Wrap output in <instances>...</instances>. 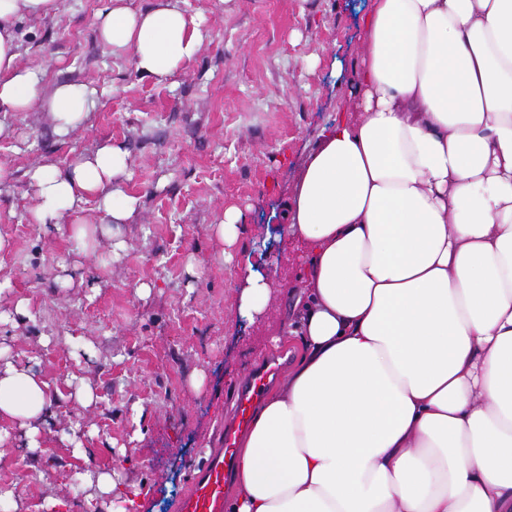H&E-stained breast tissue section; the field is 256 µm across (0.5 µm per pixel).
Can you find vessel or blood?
I'll list each match as a JSON object with an SVG mask.
<instances>
[{
    "label": "vessel or blood",
    "instance_id": "vessel-or-blood-1",
    "mask_svg": "<svg viewBox=\"0 0 512 512\" xmlns=\"http://www.w3.org/2000/svg\"><path fill=\"white\" fill-rule=\"evenodd\" d=\"M284 372V363L275 355L249 371L237 389L233 416L224 426L219 447L211 449L196 465L178 512H224L239 437L250 423L255 404Z\"/></svg>",
    "mask_w": 512,
    "mask_h": 512
}]
</instances>
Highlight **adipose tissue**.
<instances>
[{"mask_svg":"<svg viewBox=\"0 0 512 512\" xmlns=\"http://www.w3.org/2000/svg\"><path fill=\"white\" fill-rule=\"evenodd\" d=\"M58 0H0V112L46 109L58 135L97 91L41 93L18 22ZM359 115L308 155L285 230L303 251L302 353L254 410L228 512H512V0H374ZM102 39L162 83L203 37L173 2L111 5ZM105 144L29 171L56 224L96 201L103 228L137 200ZM48 385L0 347V418L35 437Z\"/></svg>","mask_w":512,"mask_h":512,"instance_id":"adipose-tissue-1","label":"adipose tissue"}]
</instances>
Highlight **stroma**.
Instances as JSON below:
<instances>
[{
  "mask_svg": "<svg viewBox=\"0 0 512 512\" xmlns=\"http://www.w3.org/2000/svg\"><path fill=\"white\" fill-rule=\"evenodd\" d=\"M108 4L58 0L17 24L19 63L44 88H96L83 122L62 137L48 112H0V312L11 316L0 340L52 389L37 447L0 421V485L22 512L53 501L86 512L76 470L111 473L136 512H174L250 366L277 349L300 355L293 337L270 342L303 286L280 213L323 127L358 105L371 0H178L203 43L164 83L100 39ZM108 142L127 152L122 186L137 209L87 254L73 217L35 220L27 173ZM231 207L244 224L228 246L215 226ZM251 270L275 290L261 321L242 307ZM85 388L92 399L78 402ZM75 438L86 457L72 455Z\"/></svg>",
  "mask_w": 512,
  "mask_h": 512,
  "instance_id": "35a3bbf8",
  "label": "stroma"
}]
</instances>
